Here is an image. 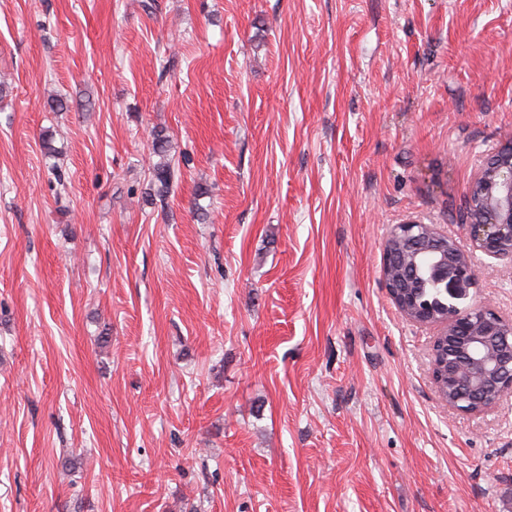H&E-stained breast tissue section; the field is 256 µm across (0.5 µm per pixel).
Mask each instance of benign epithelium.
Listing matches in <instances>:
<instances>
[{
  "instance_id": "benign-epithelium-1",
  "label": "benign epithelium",
  "mask_w": 512,
  "mask_h": 512,
  "mask_svg": "<svg viewBox=\"0 0 512 512\" xmlns=\"http://www.w3.org/2000/svg\"><path fill=\"white\" fill-rule=\"evenodd\" d=\"M471 211L466 224L471 249L437 231L432 224L409 221L392 229L384 246L389 253L398 240H417L429 230L436 243L434 257L417 269L418 253L404 258L412 269L399 285L384 264L381 278L398 311L409 321L441 327L431 349L429 370L441 400L449 408L480 415L512 391V319H504L484 304L460 306L474 283L471 251L494 260L512 261V141L505 140L474 171L464 195ZM429 283L448 289V315L438 318L430 307L417 304V287Z\"/></svg>"
}]
</instances>
